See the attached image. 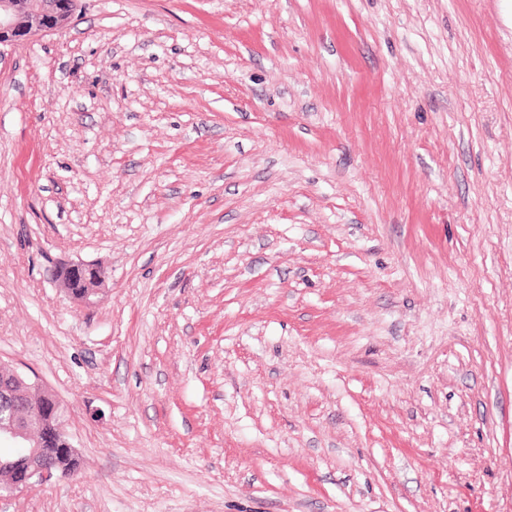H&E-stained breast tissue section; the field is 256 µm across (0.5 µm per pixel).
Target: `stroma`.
<instances>
[{
	"label": "stroma",
	"instance_id": "35a3bbf8",
	"mask_svg": "<svg viewBox=\"0 0 512 512\" xmlns=\"http://www.w3.org/2000/svg\"><path fill=\"white\" fill-rule=\"evenodd\" d=\"M1 365L79 462L5 512H512V0H79L0 47ZM58 278L61 280L66 290L69 293L70 278L74 276L81 277L85 284V293L81 302H90V297L97 294L101 282V270L98 266L93 264H67L60 267L57 273Z\"/></svg>",
	"mask_w": 512,
	"mask_h": 512
}]
</instances>
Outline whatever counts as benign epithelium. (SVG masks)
I'll return each mask as SVG.
<instances>
[{
	"mask_svg": "<svg viewBox=\"0 0 512 512\" xmlns=\"http://www.w3.org/2000/svg\"><path fill=\"white\" fill-rule=\"evenodd\" d=\"M76 0H0V46L18 44L38 32L64 29L74 14ZM65 288L78 276L85 284L84 303L97 294L101 270L93 264H67L57 273ZM60 402L51 393L35 389L21 374L0 375V443L20 448L18 456L0 458V503L52 483L67 473L45 451L47 436L41 420L55 418Z\"/></svg>",
	"mask_w": 512,
	"mask_h": 512,
	"instance_id": "benign-epithelium-1",
	"label": "benign epithelium"
}]
</instances>
